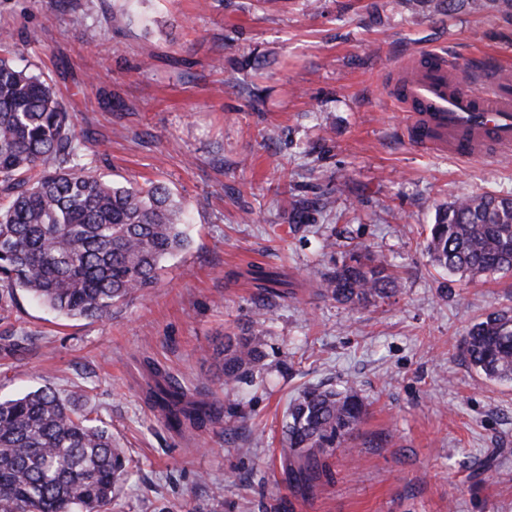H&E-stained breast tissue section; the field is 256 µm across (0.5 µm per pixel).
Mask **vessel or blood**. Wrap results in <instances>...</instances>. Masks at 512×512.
Segmentation results:
<instances>
[{
    "instance_id": "vessel-or-blood-1",
    "label": "vessel or blood",
    "mask_w": 512,
    "mask_h": 512,
    "mask_svg": "<svg viewBox=\"0 0 512 512\" xmlns=\"http://www.w3.org/2000/svg\"><path fill=\"white\" fill-rule=\"evenodd\" d=\"M484 84L473 93L458 66L427 50L395 68L388 95L417 145L464 158L512 154V78L495 75Z\"/></svg>"
}]
</instances>
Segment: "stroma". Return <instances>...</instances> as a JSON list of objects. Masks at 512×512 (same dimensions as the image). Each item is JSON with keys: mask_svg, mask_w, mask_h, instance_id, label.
Wrapping results in <instances>:
<instances>
[{"mask_svg": "<svg viewBox=\"0 0 512 512\" xmlns=\"http://www.w3.org/2000/svg\"><path fill=\"white\" fill-rule=\"evenodd\" d=\"M3 30L15 63L69 96L87 163L118 184L161 182L189 212L191 244L149 296L84 320L20 292L0 320V397L77 394L131 455L115 512H512V383L461 354L474 322L512 311V275L471 282L423 247L439 205L512 195V156L415 146L385 91L426 49L469 75L512 65V16L394 0H0ZM360 246L399 283L354 310L318 283ZM263 318L261 368L225 391L214 347ZM150 361L208 404L206 427L172 430L148 407ZM346 381L367 414L333 482L302 496L279 460L288 404Z\"/></svg>", "mask_w": 512, "mask_h": 512, "instance_id": "obj_1", "label": "stroma"}]
</instances>
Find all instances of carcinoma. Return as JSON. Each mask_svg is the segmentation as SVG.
<instances>
[{
    "label": "carcinoma",
    "instance_id": "obj_1",
    "mask_svg": "<svg viewBox=\"0 0 512 512\" xmlns=\"http://www.w3.org/2000/svg\"><path fill=\"white\" fill-rule=\"evenodd\" d=\"M400 6L449 15L494 10L512 0H400ZM63 95L47 73L0 56V310L24 292L66 318L102 319L133 294L150 293L162 263L185 250V210L163 184L105 180L84 161ZM432 265L471 281L512 274V195L458 197L436 208L425 246ZM320 292L365 308L392 298L397 277L387 261L361 247L324 273ZM264 330L228 336L221 356L224 388L253 378ZM464 359L492 381L512 382V314L494 312L463 339ZM149 408L177 431L200 429L205 409L167 374L148 365ZM357 388H308L288 406L282 466L302 496L333 480L328 462L361 423ZM128 458L112 434L42 386L0 398V512H112L128 480Z\"/></svg>",
    "mask_w": 512,
    "mask_h": 512
}]
</instances>
